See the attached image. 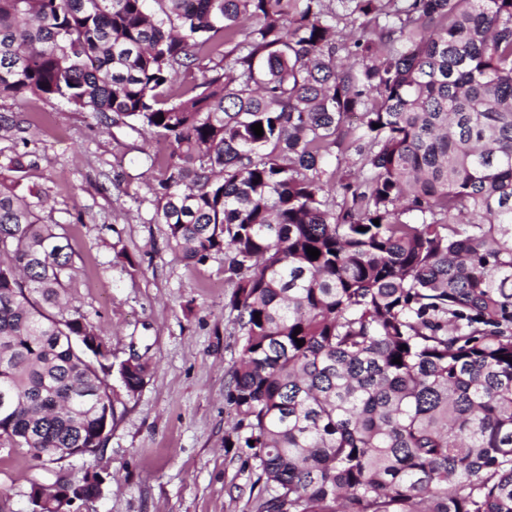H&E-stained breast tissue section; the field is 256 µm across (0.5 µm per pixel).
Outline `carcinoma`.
Segmentation results:
<instances>
[{"label": "carcinoma", "instance_id": "cac0c4a2", "mask_svg": "<svg viewBox=\"0 0 512 512\" xmlns=\"http://www.w3.org/2000/svg\"><path fill=\"white\" fill-rule=\"evenodd\" d=\"M25 94L165 143L168 244L234 283L224 445L251 451L258 512H512V2L0 0V95ZM20 169L0 441L39 460L101 447L112 365L68 340L104 344ZM118 374L135 393L145 367Z\"/></svg>", "mask_w": 512, "mask_h": 512}]
</instances>
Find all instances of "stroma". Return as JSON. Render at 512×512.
Wrapping results in <instances>:
<instances>
[{"mask_svg":"<svg viewBox=\"0 0 512 512\" xmlns=\"http://www.w3.org/2000/svg\"><path fill=\"white\" fill-rule=\"evenodd\" d=\"M0 163L21 157L23 187L48 199L41 215L64 224L77 305L104 330L114 366L112 418L102 448L64 462L104 477L101 497L77 512H257L248 449L225 448L228 394L241 346L224 256L202 265L167 241L152 184L164 174L143 131L101 125L91 112L28 95L0 96ZM139 358L143 386L127 393L117 366ZM53 483L46 462L0 445V512H28L32 481Z\"/></svg>","mask_w":512,"mask_h":512,"instance_id":"stroma-1","label":"stroma"}]
</instances>
